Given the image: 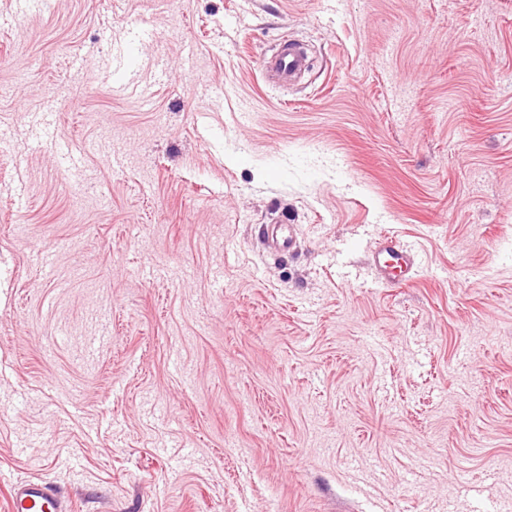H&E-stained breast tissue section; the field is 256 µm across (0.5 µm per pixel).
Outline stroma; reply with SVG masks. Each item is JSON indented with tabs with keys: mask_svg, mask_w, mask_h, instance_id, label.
Wrapping results in <instances>:
<instances>
[{
	"mask_svg": "<svg viewBox=\"0 0 512 512\" xmlns=\"http://www.w3.org/2000/svg\"><path fill=\"white\" fill-rule=\"evenodd\" d=\"M506 241L512 0H0V512H502ZM303 66L304 56L291 46L287 49L285 45L274 58L263 61V69L270 67L279 77L284 79H289L296 75ZM135 61V47H131L127 52L125 62L118 67H113L109 74L110 85L113 90L135 81L137 77V70L134 67ZM263 237L270 246L279 253H286L293 249L294 235L292 225L269 224L263 230ZM368 262L377 283L393 288L406 284L409 273L417 266V253L410 244L392 234H384ZM70 504L53 486L41 480H28L12 486L8 512H70Z\"/></svg>",
	"mask_w": 512,
	"mask_h": 512,
	"instance_id": "obj_1",
	"label": "stroma"
}]
</instances>
